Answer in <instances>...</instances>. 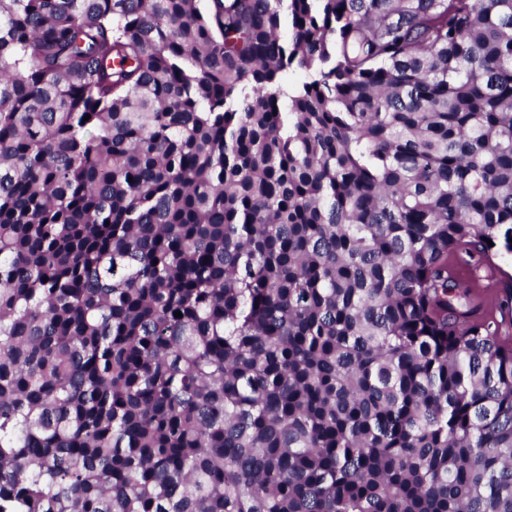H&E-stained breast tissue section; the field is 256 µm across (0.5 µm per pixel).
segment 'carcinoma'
<instances>
[{
  "label": "carcinoma",
  "mask_w": 512,
  "mask_h": 512,
  "mask_svg": "<svg viewBox=\"0 0 512 512\" xmlns=\"http://www.w3.org/2000/svg\"><path fill=\"white\" fill-rule=\"evenodd\" d=\"M511 238L512 0H0V512H512Z\"/></svg>",
  "instance_id": "cac0c4a2"
}]
</instances>
